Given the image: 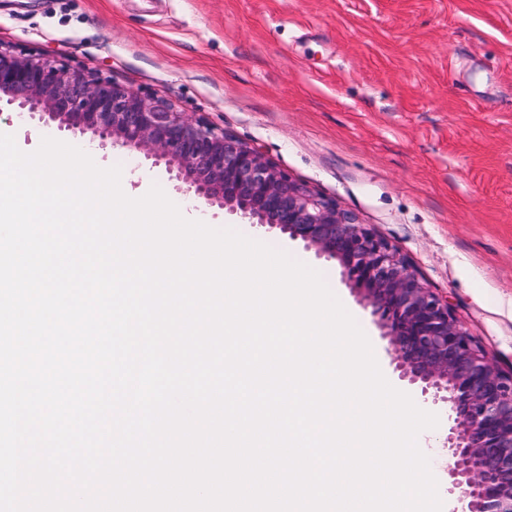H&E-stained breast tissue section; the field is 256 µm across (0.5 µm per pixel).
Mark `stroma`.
Segmentation results:
<instances>
[{
	"label": "stroma",
	"instance_id": "obj_1",
	"mask_svg": "<svg viewBox=\"0 0 512 512\" xmlns=\"http://www.w3.org/2000/svg\"><path fill=\"white\" fill-rule=\"evenodd\" d=\"M0 44L204 114L397 246L512 367V0H0ZM0 127L24 152L52 137L187 197L139 153L8 106ZM203 217L319 271L407 389L335 260L216 206Z\"/></svg>",
	"mask_w": 512,
	"mask_h": 512
}]
</instances>
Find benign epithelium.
<instances>
[{"label":"benign epithelium","mask_w":512,"mask_h":512,"mask_svg":"<svg viewBox=\"0 0 512 512\" xmlns=\"http://www.w3.org/2000/svg\"><path fill=\"white\" fill-rule=\"evenodd\" d=\"M100 145L163 162L193 199L336 260L382 330L399 378L448 403V493L466 512H512V371L457 320L407 256L234 134L91 68L0 47V103Z\"/></svg>","instance_id":"7a95c632"}]
</instances>
